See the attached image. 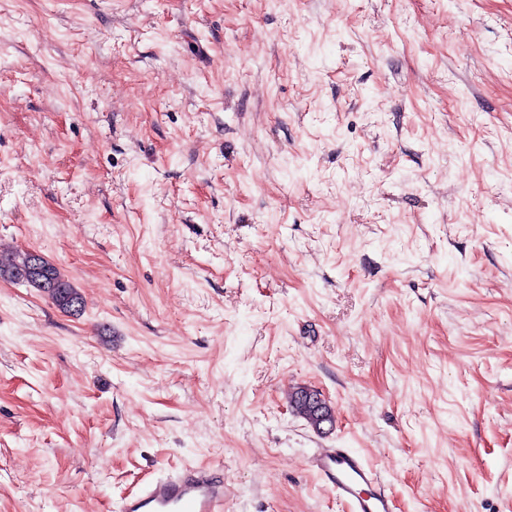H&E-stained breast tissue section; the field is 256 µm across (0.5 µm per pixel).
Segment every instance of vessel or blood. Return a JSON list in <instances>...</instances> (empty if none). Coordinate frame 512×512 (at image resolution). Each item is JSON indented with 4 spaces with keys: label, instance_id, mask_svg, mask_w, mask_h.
I'll return each mask as SVG.
<instances>
[{
    "label": "vessel or blood",
    "instance_id": "obj_1",
    "mask_svg": "<svg viewBox=\"0 0 512 512\" xmlns=\"http://www.w3.org/2000/svg\"><path fill=\"white\" fill-rule=\"evenodd\" d=\"M309 466L349 512H396L377 474L350 450L316 449ZM116 512H224L223 468L188 467L175 476L150 480L139 492L123 497Z\"/></svg>",
    "mask_w": 512,
    "mask_h": 512
}]
</instances>
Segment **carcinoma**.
I'll list each match as a JSON object with an SVG mask.
<instances>
[{
	"label": "carcinoma",
	"mask_w": 512,
	"mask_h": 512,
	"mask_svg": "<svg viewBox=\"0 0 512 512\" xmlns=\"http://www.w3.org/2000/svg\"><path fill=\"white\" fill-rule=\"evenodd\" d=\"M31 255L28 251L0 253V278H7L16 283L25 284L33 288H38L47 293L52 304L62 310L74 309V314H79L84 307V301L77 289L71 283L69 278L61 270L49 262L43 260L47 275L40 281H35L30 277L29 266ZM303 389L299 388L293 392L290 397L291 408L294 413L306 420V422L315 430L320 431L318 413L313 408L302 401L300 394Z\"/></svg>",
	"instance_id": "cac0c4a2"
}]
</instances>
